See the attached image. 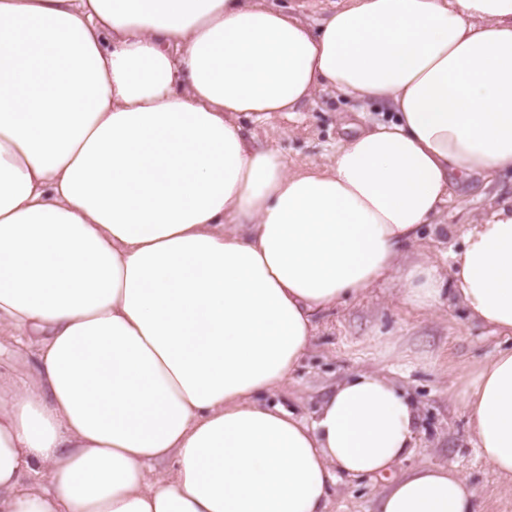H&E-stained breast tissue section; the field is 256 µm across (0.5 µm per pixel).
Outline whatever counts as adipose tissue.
<instances>
[{
	"mask_svg": "<svg viewBox=\"0 0 512 512\" xmlns=\"http://www.w3.org/2000/svg\"><path fill=\"white\" fill-rule=\"evenodd\" d=\"M330 88L388 105L290 169L240 117ZM512 173V0H345L319 28L271 0H0V512H477L458 469L396 466L420 407L359 370L312 418L275 401L315 318L398 276L512 339V198L448 274L402 264L459 178ZM512 495V348L462 390ZM48 483H40V476ZM0 344L2 349L1 354V371L6 370L9 365L13 367L12 373H22L30 364V356L25 351H18V345L13 336H8L7 333L1 332ZM379 485L372 480L348 482L341 480L331 492L332 512H372Z\"/></svg>",
	"mask_w": 512,
	"mask_h": 512,
	"instance_id": "ef3b65f1",
	"label": "adipose tissue"
}]
</instances>
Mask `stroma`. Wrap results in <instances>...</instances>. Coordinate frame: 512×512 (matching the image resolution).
<instances>
[{
	"instance_id": "stroma-1",
	"label": "stroma",
	"mask_w": 512,
	"mask_h": 512,
	"mask_svg": "<svg viewBox=\"0 0 512 512\" xmlns=\"http://www.w3.org/2000/svg\"><path fill=\"white\" fill-rule=\"evenodd\" d=\"M364 113L366 124L388 120L390 109L327 89L301 103L294 115L280 112L241 124L256 146L278 149L290 162H327L345 135L346 120ZM512 196V174L483 188L471 180L445 205L438 226H425L426 256L447 267L448 250L461 244V228L487 212L495 200ZM398 278L373 288L362 300L321 316L310 351L299 362L279 401L312 415L331 389L351 373L374 368L398 381L420 405L418 446L397 465L406 472L426 464L458 467L479 489L478 512H512V496L502 495L492 468L481 460L467 430L458 375L472 373L504 347L502 338L470 321L452 298L441 311L412 309L400 300ZM375 482L339 481L331 512H373Z\"/></svg>"
}]
</instances>
